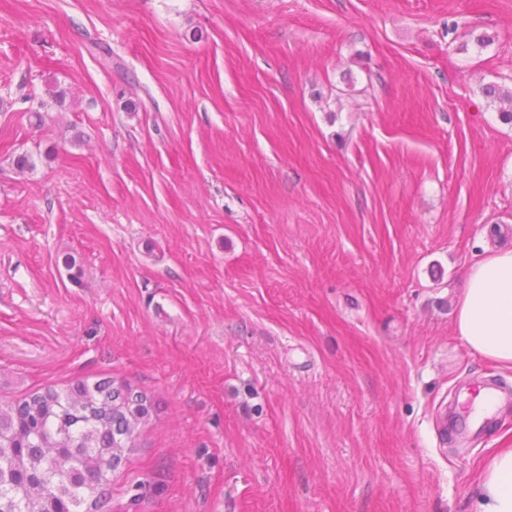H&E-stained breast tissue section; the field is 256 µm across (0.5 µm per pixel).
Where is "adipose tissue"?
Instances as JSON below:
<instances>
[{"label": "adipose tissue", "mask_w": 512, "mask_h": 512, "mask_svg": "<svg viewBox=\"0 0 512 512\" xmlns=\"http://www.w3.org/2000/svg\"><path fill=\"white\" fill-rule=\"evenodd\" d=\"M453 329L475 355L512 367V249H485L468 266ZM473 512H512V448L482 464Z\"/></svg>", "instance_id": "adipose-tissue-1"}]
</instances>
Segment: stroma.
<instances>
[{"label": "stroma", "mask_w": 512, "mask_h": 512, "mask_svg": "<svg viewBox=\"0 0 512 512\" xmlns=\"http://www.w3.org/2000/svg\"><path fill=\"white\" fill-rule=\"evenodd\" d=\"M486 84L512 0H0V403L145 392L112 512H471L512 434L446 419L512 387L452 325L512 248Z\"/></svg>", "instance_id": "35a3bbf8"}]
</instances>
